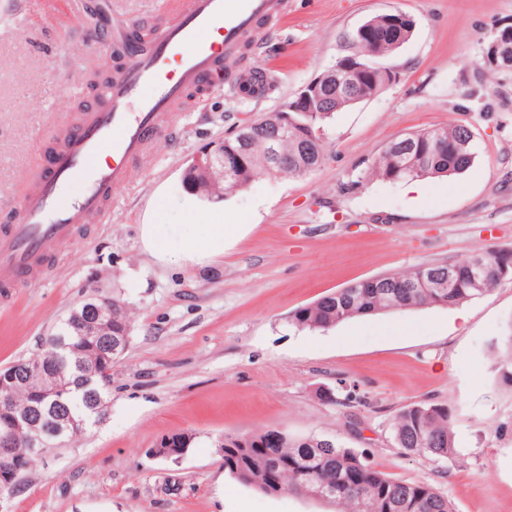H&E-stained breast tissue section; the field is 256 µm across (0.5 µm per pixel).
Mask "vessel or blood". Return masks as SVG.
Returning <instances> with one entry per match:
<instances>
[{"label":"vessel or blood","instance_id":"1","mask_svg":"<svg viewBox=\"0 0 512 512\" xmlns=\"http://www.w3.org/2000/svg\"><path fill=\"white\" fill-rule=\"evenodd\" d=\"M288 0H179L159 25L114 35L120 56L92 104L58 128L37 169L22 178L20 200L0 234V288L35 278L60 244L107 212L132 183L137 163L168 143L174 117L198 106L225 78L224 64L258 45L288 14ZM90 45L65 44V84L58 111L82 91L79 60Z\"/></svg>","mask_w":512,"mask_h":512}]
</instances>
